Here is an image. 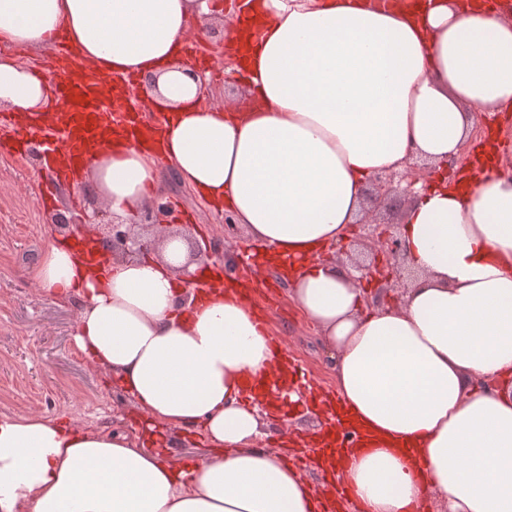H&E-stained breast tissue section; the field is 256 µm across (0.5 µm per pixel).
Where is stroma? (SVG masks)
Returning <instances> with one entry per match:
<instances>
[{"label": "stroma", "instance_id": "1", "mask_svg": "<svg viewBox=\"0 0 512 512\" xmlns=\"http://www.w3.org/2000/svg\"><path fill=\"white\" fill-rule=\"evenodd\" d=\"M166 201L180 205L185 217L169 213L167 220L186 234L196 248L216 244L238 252L247 238L237 225L215 211L164 168ZM53 195V210L42 209L41 195ZM96 211L91 233L105 236L112 214L105 202L68 187L44 170L40 158L21 160L0 155V415L41 414L70 420L84 427L119 428L142 435L143 414L74 346L78 312L72 303L44 294L30 272L53 241L49 225L54 213ZM270 315L269 327L299 360L305 379L315 389L333 391L334 381L323 359L317 332L297 313L287 288Z\"/></svg>", "mask_w": 512, "mask_h": 512}]
</instances>
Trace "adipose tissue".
Masks as SVG:
<instances>
[{
    "mask_svg": "<svg viewBox=\"0 0 512 512\" xmlns=\"http://www.w3.org/2000/svg\"><path fill=\"white\" fill-rule=\"evenodd\" d=\"M0 0V42L51 46L146 80L160 148L113 137L85 182L115 216L162 191L160 166L291 263L289 295L321 338L339 401L369 445L347 457L357 512H512V168L474 184L430 183L402 213L418 277L401 304L369 305L325 253L365 211L382 171L442 170L481 112L512 107V20L468 0ZM223 21L239 98L205 105L184 66L189 26ZM43 76L0 56V108L38 121ZM187 240L154 258L109 259L102 240L49 244L32 276L77 303V348L114 375L160 446L198 428L210 452L173 461L137 438L44 415L0 416V512H318L303 475L258 447L265 422L243 396L267 381L272 336L235 294L179 268Z\"/></svg>",
    "mask_w": 512,
    "mask_h": 512,
    "instance_id": "ef3b65f1",
    "label": "adipose tissue"
}]
</instances>
